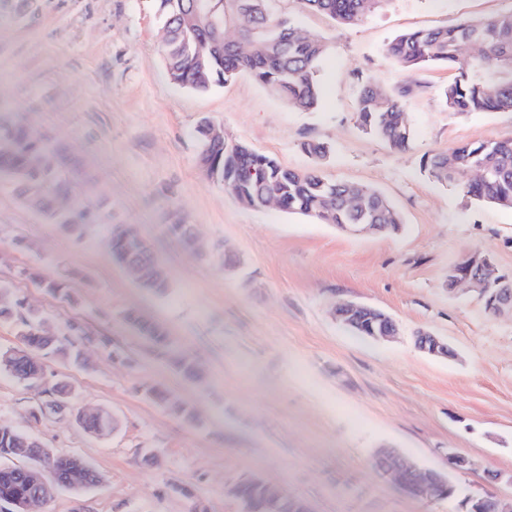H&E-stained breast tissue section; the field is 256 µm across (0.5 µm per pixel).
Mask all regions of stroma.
Instances as JSON below:
<instances>
[{
  "mask_svg": "<svg viewBox=\"0 0 512 512\" xmlns=\"http://www.w3.org/2000/svg\"><path fill=\"white\" fill-rule=\"evenodd\" d=\"M277 9L301 33L325 38L318 107L287 106L242 73L196 92L167 77L163 26L153 0H0V122L19 123L59 145L67 163L60 211L97 217L66 233L0 172V286L73 338L79 361L44 352V382L0 373V423L79 456L100 485L60 490L34 512H243L229 487L257 477L308 512H464L461 495L512 501V314L485 311L472 292L448 286L449 268L484 249L512 272V210L476 202L432 181L424 155L512 138V112L448 110L454 73H409L386 54L397 35L512 13V0H386L354 26L305 10ZM405 99L413 139L392 150L356 123L360 81ZM294 171L371 187L398 210V235L356 236L277 206L240 203L205 173L201 122ZM309 141L329 154L314 164ZM191 228L184 243L172 225ZM149 246L168 288H140L109 249L113 226ZM66 281L72 301L39 278ZM353 302L395 321V341L352 336L332 315ZM160 325L158 346L127 320ZM451 357L415 345L419 332ZM192 361L185 378L176 359ZM59 382L70 413L33 418ZM166 395L149 398L150 389ZM191 409L195 421L176 414ZM109 410L112 433L94 437L76 412ZM392 448L420 469L448 476L453 499L415 498L376 466ZM159 455L149 466L146 453ZM468 457L452 469L448 455Z\"/></svg>",
  "mask_w": 512,
  "mask_h": 512,
  "instance_id": "stroma-1",
  "label": "stroma"
}]
</instances>
